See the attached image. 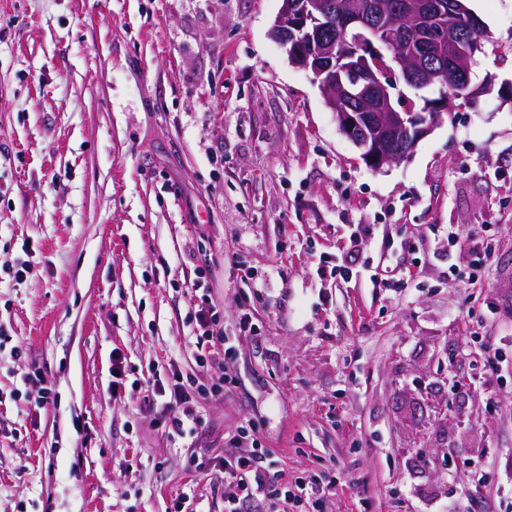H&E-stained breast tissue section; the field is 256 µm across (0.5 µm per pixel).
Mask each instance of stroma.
I'll list each match as a JSON object with an SVG mask.
<instances>
[{
  "label": "stroma",
  "instance_id": "obj_1",
  "mask_svg": "<svg viewBox=\"0 0 512 512\" xmlns=\"http://www.w3.org/2000/svg\"><path fill=\"white\" fill-rule=\"evenodd\" d=\"M467 4L473 81L512 80V0ZM280 6L0 0V260L30 267L0 285V512H174L188 490L224 512V435L248 420L274 471L335 479L322 512H512V359L484 367L512 334V104L457 105L371 169L270 38ZM479 230L494 254L471 287ZM197 289L236 385L222 348L195 358ZM174 372L184 438L144 398ZM196 297H198L196 295ZM200 304L194 305V319L198 328L196 352L198 361L204 365L208 362L211 352L207 350L206 345L215 347L216 343L224 345V370L225 382L232 383L233 379L230 375L231 369L235 364V345L224 336L223 330L219 326V309L215 302L208 297H198ZM180 380L173 375L168 384V391L163 387V395L169 397L168 405L172 412V415L168 417V429H172L178 436L184 437L196 431L198 419L189 406L192 397L184 382Z\"/></svg>",
  "mask_w": 512,
  "mask_h": 512
}]
</instances>
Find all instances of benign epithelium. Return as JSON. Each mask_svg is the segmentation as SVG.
Listing matches in <instances>:
<instances>
[{"label": "benign epithelium", "mask_w": 512, "mask_h": 512, "mask_svg": "<svg viewBox=\"0 0 512 512\" xmlns=\"http://www.w3.org/2000/svg\"><path fill=\"white\" fill-rule=\"evenodd\" d=\"M353 31L336 42V22ZM270 37L292 64L310 72L339 129L373 169L407 160L448 109L447 75L470 83L482 52L481 22L465 0H349L335 11L326 0H282ZM412 90L434 84L423 109L398 110L397 80Z\"/></svg>", "instance_id": "7a95c632"}]
</instances>
